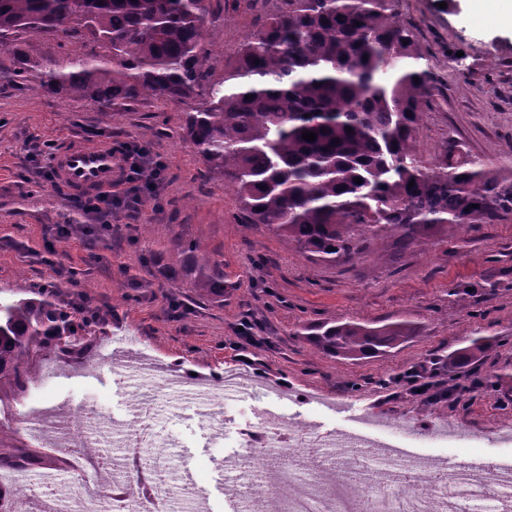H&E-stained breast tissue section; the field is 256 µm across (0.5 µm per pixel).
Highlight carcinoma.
I'll return each instance as SVG.
<instances>
[{"instance_id":"cac0c4a2","label":"carcinoma","mask_w":512,"mask_h":512,"mask_svg":"<svg viewBox=\"0 0 512 512\" xmlns=\"http://www.w3.org/2000/svg\"><path fill=\"white\" fill-rule=\"evenodd\" d=\"M395 6L275 0L224 59L218 81L203 39L205 0H0V47L13 48L14 75L24 80L33 62L13 41L61 32L69 62L42 73L44 91L100 103L194 102L184 136L232 188L242 223L264 224L309 261L334 265L362 259L387 231L402 251L512 214V181L458 141L428 166L418 156L436 82ZM89 40L98 50H86ZM184 252L182 281L201 298H224L221 263L192 243ZM86 327L43 288L0 301V390L25 391L41 373L39 356L76 346ZM305 331L322 353L361 359L396 348L414 328L398 319ZM33 458L0 448V469Z\"/></svg>"}]
</instances>
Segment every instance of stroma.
I'll return each instance as SVG.
<instances>
[{
	"label": "stroma",
	"mask_w": 512,
	"mask_h": 512,
	"mask_svg": "<svg viewBox=\"0 0 512 512\" xmlns=\"http://www.w3.org/2000/svg\"><path fill=\"white\" fill-rule=\"evenodd\" d=\"M206 6L204 42L220 78L225 55L255 32L265 9L253 0H206ZM396 17L414 31L437 85L418 137L419 156L431 160L453 138L487 169L512 179V29L476 13L471 0H455L450 10L439 0H396ZM65 40L59 32L33 42L28 52L38 65L19 82L9 75L14 54L0 50V296L52 283L74 319H81L86 298L108 321L79 349L44 357L46 373L27 392L0 398V446L58 454L52 442L32 437L30 425L54 427L82 409L108 420L98 435L108 447L123 432L119 420L134 417L138 394L151 393L161 439L145 456L176 492L156 505L132 493L135 512H228V480L246 452L239 430L268 411L288 425L330 434L344 423L334 404L346 403L401 425L453 424L481 436L451 448L413 441L419 455L459 462L512 456V445L497 441L500 427L512 423V215L422 251L397 252L384 237L374 242L373 255L355 264L311 263L265 225L240 223L234 193L206 175L182 136L183 105L152 99L108 105L38 91L42 67L63 66ZM459 51L463 67L449 69V55ZM71 138L138 146L147 159L162 161L154 200L133 218L113 211L106 218L111 231L98 230L97 219L76 211L64 189L39 175L47 143ZM71 221L91 228V235L56 241L58 226ZM186 241L223 262V299L200 298L173 278ZM402 318L415 325V336L358 360L327 356L302 334L322 322ZM245 319L256 338L246 364L236 350ZM116 336L183 374L215 380L239 372L248 391L227 394L215 386L200 396L174 390L160 377L117 374L112 361L125 351L113 344ZM477 337L489 352L441 372L442 400L386 387V380L426 358L457 353ZM276 383L313 399L300 405L267 396ZM46 473L31 469L23 512H49L54 505L61 512H122L110 496L95 492V470L81 475L90 492L79 505L69 498L70 474L50 483Z\"/></svg>",
	"instance_id": "35a3bbf8"
}]
</instances>
